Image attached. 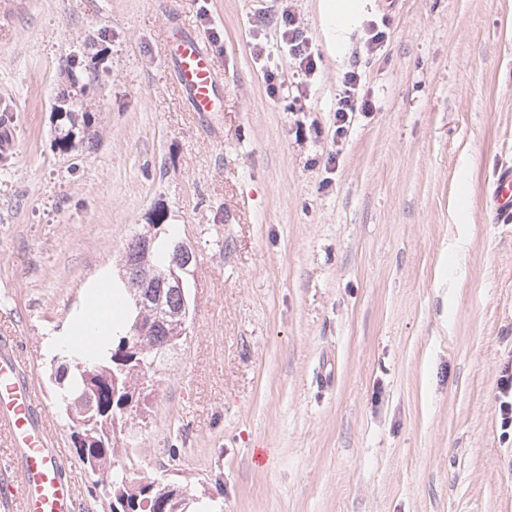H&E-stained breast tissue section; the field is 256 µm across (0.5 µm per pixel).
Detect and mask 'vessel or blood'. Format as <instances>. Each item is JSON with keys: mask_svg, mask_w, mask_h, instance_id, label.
Listing matches in <instances>:
<instances>
[{"mask_svg": "<svg viewBox=\"0 0 512 512\" xmlns=\"http://www.w3.org/2000/svg\"><path fill=\"white\" fill-rule=\"evenodd\" d=\"M164 43L166 60L193 111H221L224 81L211 64L205 38L173 25L166 30ZM489 198L496 216L512 221V169L498 173ZM18 366L16 355L0 356V430L7 432L15 453L21 512H74L72 487L47 415L32 379L20 375Z\"/></svg>", "mask_w": 512, "mask_h": 512, "instance_id": "vessel-or-blood-1", "label": "vessel or blood"}]
</instances>
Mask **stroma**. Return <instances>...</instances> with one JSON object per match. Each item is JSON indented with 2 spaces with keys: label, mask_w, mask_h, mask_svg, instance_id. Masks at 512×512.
<instances>
[{
  "label": "stroma",
  "mask_w": 512,
  "mask_h": 512,
  "mask_svg": "<svg viewBox=\"0 0 512 512\" xmlns=\"http://www.w3.org/2000/svg\"><path fill=\"white\" fill-rule=\"evenodd\" d=\"M319 3L294 0L321 57L300 98L274 0H209L205 21L196 0H0V332L42 395L75 512L110 510L49 342L154 223L197 259L132 481L167 471L223 512H512V223L488 207L512 166V0H369L387 35L373 56L363 25L336 55ZM173 25L224 42L217 118L175 85ZM349 70L375 109L337 140ZM314 122L322 136L298 133Z\"/></svg>",
  "instance_id": "1"
}]
</instances>
